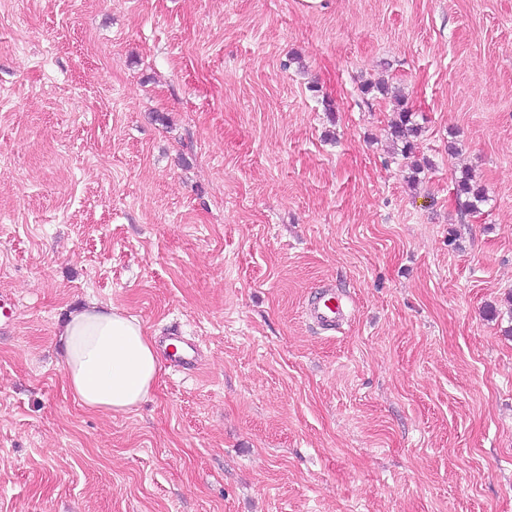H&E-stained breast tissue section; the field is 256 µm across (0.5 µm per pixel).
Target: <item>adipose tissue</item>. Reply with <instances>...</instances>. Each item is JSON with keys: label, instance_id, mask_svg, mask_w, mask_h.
I'll return each mask as SVG.
<instances>
[{"label": "adipose tissue", "instance_id": "ef3b65f1", "mask_svg": "<svg viewBox=\"0 0 512 512\" xmlns=\"http://www.w3.org/2000/svg\"><path fill=\"white\" fill-rule=\"evenodd\" d=\"M58 338L66 385L85 408L125 415L149 396L162 371L141 321L92 301L69 313Z\"/></svg>", "mask_w": 512, "mask_h": 512}]
</instances>
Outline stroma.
<instances>
[{"instance_id":"1","label":"stroma","mask_w":512,"mask_h":512,"mask_svg":"<svg viewBox=\"0 0 512 512\" xmlns=\"http://www.w3.org/2000/svg\"><path fill=\"white\" fill-rule=\"evenodd\" d=\"M511 292L512 0H0V512H512ZM89 300L201 363L81 406ZM396 101L397 118L392 123L391 131L395 140L402 144L400 152L402 158L406 160L415 157L414 151L417 148L416 142L421 134V127L415 122L414 114L404 100L396 98ZM456 194L458 198L465 197L466 208H475L478 203L485 201L486 190L479 185L472 172L465 170L455 178ZM350 307L333 288H324L318 298L306 306V318L320 330L336 332L349 319ZM162 342H169L165 345L164 352L168 362L174 367L190 369L197 365L200 350L198 344L191 338L182 335L165 336Z\"/></svg>"}]
</instances>
